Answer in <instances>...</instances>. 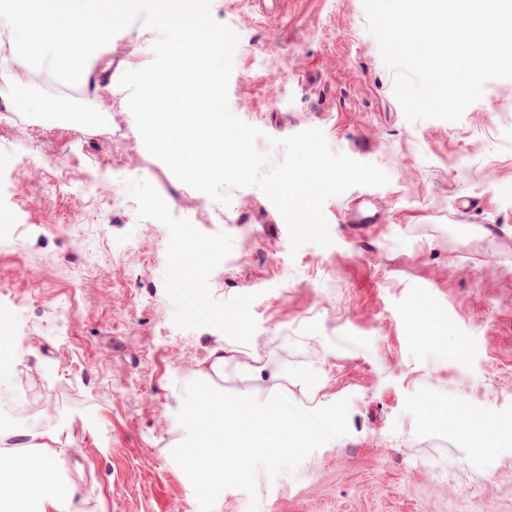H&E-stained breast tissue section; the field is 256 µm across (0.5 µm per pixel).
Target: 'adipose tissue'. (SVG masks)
Instances as JSON below:
<instances>
[{
    "instance_id": "ef3b65f1",
    "label": "adipose tissue",
    "mask_w": 512,
    "mask_h": 512,
    "mask_svg": "<svg viewBox=\"0 0 512 512\" xmlns=\"http://www.w3.org/2000/svg\"><path fill=\"white\" fill-rule=\"evenodd\" d=\"M150 8L158 24L179 33L163 69L142 72L128 102L135 133L151 148L178 156L186 176L201 186L223 178L225 147L237 160L245 152L224 132V73L219 64L222 31L203 18L202 0H0L13 35L0 55V79L15 80L12 62L26 58L38 70L78 77L92 50L112 42L130 17ZM60 480L35 450L0 449V505L34 502L55 512Z\"/></svg>"
}]
</instances>
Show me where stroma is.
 Here are the masks:
<instances>
[{"mask_svg":"<svg viewBox=\"0 0 512 512\" xmlns=\"http://www.w3.org/2000/svg\"><path fill=\"white\" fill-rule=\"evenodd\" d=\"M239 41L230 111L270 138L320 129L333 152L388 173L324 204L332 243L292 250L287 225L253 186L229 204L180 182L146 150L121 96L70 86L71 122L19 104L51 75L18 64L0 90V335L15 387L37 415L0 431L33 445L74 498L59 512H200L173 449L185 388L223 346L233 395L285 394L316 409L349 403L346 436L291 472L258 471L256 494L228 488L214 512H512V437L478 452L452 415L512 422V79L486 84L455 122L410 121L367 31L363 0H211ZM112 38V73L132 82L168 58ZM478 201L461 214L459 198ZM374 224H347L355 206ZM465 351H457V343ZM279 379L256 386L255 362Z\"/></svg>","mask_w":512,"mask_h":512,"instance_id":"stroma-1","label":"stroma"}]
</instances>
